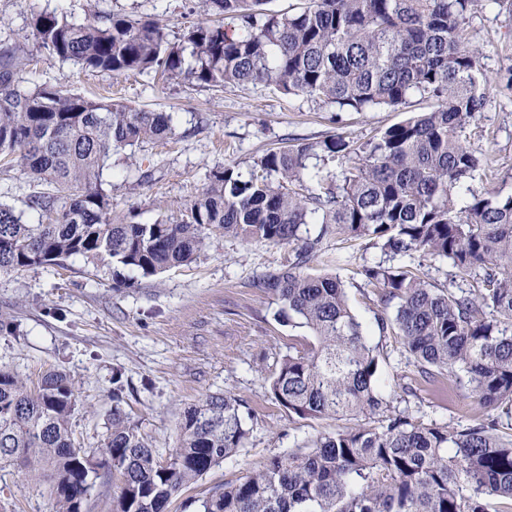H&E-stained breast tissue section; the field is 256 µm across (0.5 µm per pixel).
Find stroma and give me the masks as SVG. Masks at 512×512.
Listing matches in <instances>:
<instances>
[{
    "instance_id": "1",
    "label": "stroma",
    "mask_w": 512,
    "mask_h": 512,
    "mask_svg": "<svg viewBox=\"0 0 512 512\" xmlns=\"http://www.w3.org/2000/svg\"><path fill=\"white\" fill-rule=\"evenodd\" d=\"M198 0H0V47H21L26 64L17 72L20 88L63 86L74 94L109 97L137 108L170 113V138L127 149L112 157L106 179L112 186L116 215L137 214L139 221L182 217L186 203L206 186L213 169L230 164L248 172L254 160L291 138L317 139L339 133L358 143L425 109L412 98L408 109L376 108L339 112L303 97L257 84L218 90L194 81L162 82L149 73L114 75L64 63L41 48L32 29L36 14L57 11L75 23L126 14L164 25L170 42H180L189 22L199 19ZM467 31L483 52L488 78L512 68V19L498 7L478 8ZM493 105L465 131V143L486 162L484 178L462 192L494 188L512 193V89L491 86ZM150 170L136 182L135 168ZM43 186L25 171L0 174V202L24 222L37 223L28 206ZM294 245L249 244L221 234L189 264L145 276L111 264L70 260L65 267H35L0 272V368L37 384L50 370L72 382L77 407L71 429L77 446L98 448L110 427L112 371L120 369L131 394L125 407L139 433L168 457L176 446L185 408L207 395L224 392L242 399L250 434L244 448L212 468L187 495L236 482L263 468L271 458L302 440L331 431L333 418L302 419L272 399L266 383L289 350L310 333L278 319L279 304L252 288L251 282L288 261ZM379 246L362 240L348 244L330 236L307 268L344 282L349 305L372 344L382 346V396L397 410L425 423L453 426L474 412L467 380L429 384L405 352L399 337L379 336L363 266L384 260ZM48 478H31L27 469L0 465V512H50Z\"/></svg>"
}]
</instances>
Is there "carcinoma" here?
Listing matches in <instances>:
<instances>
[{
    "label": "carcinoma",
    "mask_w": 512,
    "mask_h": 512,
    "mask_svg": "<svg viewBox=\"0 0 512 512\" xmlns=\"http://www.w3.org/2000/svg\"><path fill=\"white\" fill-rule=\"evenodd\" d=\"M270 0H199L231 20L199 21L183 42L159 22L114 14L77 24L43 12L32 24L59 60L114 75L155 71L223 87L264 84L340 112L401 110L414 96L430 109L356 144L341 135L295 139L254 160L248 178L213 171L179 222L112 216L104 172L112 154L172 134V116L43 85H15L25 57L0 51V173L18 166L48 186L30 197L38 222L0 203V271L59 266L83 258L155 275L192 262L219 232L245 242L290 244L319 224L288 263L253 281L312 340L282 359L269 380L274 401L300 418L348 419L308 438L261 470L216 487L199 512H501L512 502V434L492 411L512 415V195L473 193L457 209L456 188L483 167L463 135L492 103L482 52L466 34L481 0H305L293 13ZM339 159L336 176L314 175L311 159ZM374 240L391 258L414 252L448 262L472 280L439 288L405 265L361 270L378 292L379 335L394 334L431 378L464 373L478 412L465 425H424L392 411L378 391L379 346L369 344L344 285L301 272L326 236ZM121 374L113 376L104 445H75L71 381L49 372L30 387L0 368V464L51 466L55 512H82L97 479L122 477L114 512H167L170 500L245 445L243 403L214 393L183 414L165 462L131 424Z\"/></svg>",
    "instance_id": "obj_1"
}]
</instances>
